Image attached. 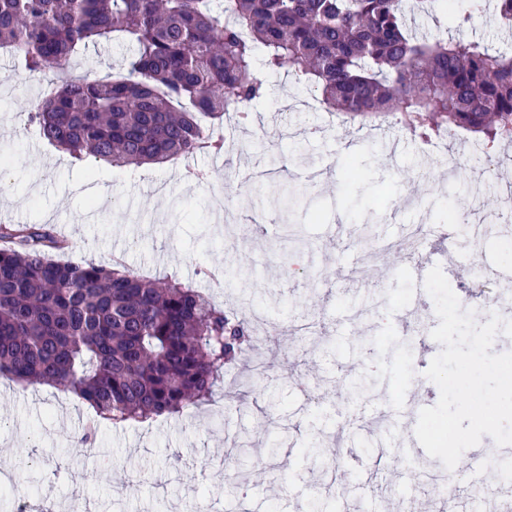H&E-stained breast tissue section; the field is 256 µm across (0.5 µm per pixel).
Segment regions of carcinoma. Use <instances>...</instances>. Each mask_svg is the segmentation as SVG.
Returning a JSON list of instances; mask_svg holds the SVG:
<instances>
[{"label":"carcinoma","instance_id":"obj_1","mask_svg":"<svg viewBox=\"0 0 512 512\" xmlns=\"http://www.w3.org/2000/svg\"><path fill=\"white\" fill-rule=\"evenodd\" d=\"M440 0H0V49L48 79L29 109L76 160L165 166L218 153L221 125L267 99L257 68L284 72L326 112L399 115L421 140L445 130L512 139V50L429 38L411 13ZM494 13L512 26V0ZM131 47L112 79L72 77L90 44ZM43 225L0 231V375L70 390L99 420L174 415L212 400L224 366L261 341L179 281L121 262H59Z\"/></svg>","mask_w":512,"mask_h":512}]
</instances>
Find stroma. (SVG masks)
Returning a JSON list of instances; mask_svg holds the SVG:
<instances>
[{
    "label": "stroma",
    "mask_w": 512,
    "mask_h": 512,
    "mask_svg": "<svg viewBox=\"0 0 512 512\" xmlns=\"http://www.w3.org/2000/svg\"><path fill=\"white\" fill-rule=\"evenodd\" d=\"M435 35L452 32L467 42L511 45L492 8L457 26L454 15L417 18ZM128 53L121 44L96 45L73 60L76 74L104 77L120 71ZM15 58L0 52V156L9 160V182L0 186V209L12 227L39 224L63 232L64 261L124 263L142 275L199 288L225 307L271 319L269 370L247 375L244 365L224 374V393L182 413L115 424L102 422L84 440L91 409L48 385L21 387L0 377V451L8 471L26 484L34 504L61 512L68 500H85L88 512H197L200 498L212 512H232L248 495L256 512H310L313 499L346 502L365 512L359 477L380 465L366 415L400 410L395 392L420 381V407L437 403L439 389L424 372L441 349L429 331L438 326L434 302L412 301L409 248L385 256L386 240L419 232L425 243L446 226L449 205L463 201L481 180L483 223L502 205L512 181V145L486 152L474 134L449 137L443 151L424 154L420 143L391 121L366 125L305 107L308 91L281 74L266 76L267 101L253 125L237 128V151L197 163L208 181H188L183 163L115 168L75 163L25 131L28 109L45 91L43 80L18 82ZM461 162L448 167L449 152ZM357 166L358 180L348 178ZM324 168L329 178L313 187L288 177L296 167ZM466 261L505 272V280L476 281L466 271L446 278L462 308L512 316V256L502 236L472 239L456 234ZM223 273L222 281L203 268ZM315 322L332 348L330 358L298 343L292 325ZM375 372L384 394L354 398L353 376ZM250 376L252 387L239 382ZM349 418L352 456L346 478L306 461L314 441L334 445L325 423ZM277 436V454L267 441ZM252 442L251 472L227 470L226 452L241 437Z\"/></svg>",
    "instance_id": "obj_1"
}]
</instances>
